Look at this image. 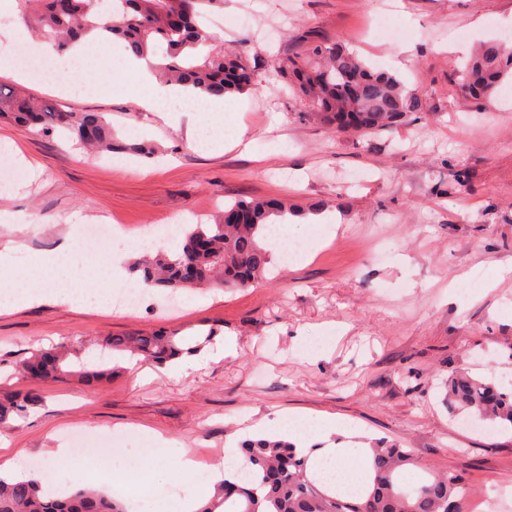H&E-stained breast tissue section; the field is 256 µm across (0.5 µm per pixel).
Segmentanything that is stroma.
<instances>
[{
  "mask_svg": "<svg viewBox=\"0 0 512 512\" xmlns=\"http://www.w3.org/2000/svg\"><path fill=\"white\" fill-rule=\"evenodd\" d=\"M216 15L225 47L247 46L257 64L256 90L233 97L248 155L205 153L209 122L177 105L149 110L125 69L116 95L86 86L62 96L51 81L0 77V87L63 111L103 113L121 140L155 149L105 165L59 133L0 122L37 170L27 179L0 157V246L17 245L8 264L22 269L70 244L56 283L96 297L79 307L0 305V398L32 391L42 400L11 421L13 452L34 470L80 429L123 463L161 439L211 464L228 441L277 431L282 415H333L347 429L337 447L410 449L409 482L458 470L468 490L461 512H484L478 497L512 493V430L470 429L447 382L465 371L512 388V275L492 280L496 264L512 261V82L478 111L459 72L481 44L512 45V0H224ZM305 35L343 41L396 75L426 101L425 114L369 137L305 115L273 70ZM252 198L320 205L340 227L331 238L297 222L309 245L288 265L236 291L185 290L176 313L161 308L158 288L137 311L114 310L111 285L89 276L98 255L80 246L77 216L124 226L117 246L135 260L152 255L153 225L207 224L210 211ZM159 330L212 341L164 365L114 354L111 377L92 386L18 370L38 348L67 346L77 367L98 361L90 339Z\"/></svg>",
  "mask_w": 512,
  "mask_h": 512,
  "instance_id": "stroma-1",
  "label": "stroma"
}]
</instances>
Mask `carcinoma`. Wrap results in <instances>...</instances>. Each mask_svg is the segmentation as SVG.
<instances>
[{
  "mask_svg": "<svg viewBox=\"0 0 512 512\" xmlns=\"http://www.w3.org/2000/svg\"><path fill=\"white\" fill-rule=\"evenodd\" d=\"M23 18L36 35L65 52L89 33L98 30L118 39L135 56L147 53L160 59L155 73L166 83L191 86L215 96L256 89L254 66L239 50L228 51L212 43L200 30L198 19L224 0H119L120 9L104 16L100 0H18ZM306 108L322 123L341 132L354 130L376 135L411 115L425 111L423 99L406 90L386 71L372 69L350 52L343 41L322 44L304 41L301 52L274 66ZM512 77V48L501 42L480 47L462 74V87L480 103L497 93ZM0 117L30 129L51 127L69 133L76 141L97 151L130 150L151 155L149 148L126 145L112 136V127L99 112H60L46 102H34L13 91L0 89ZM288 208L277 200L252 199L224 206L213 224H197L184 232L179 251H159L137 259L132 270L149 286L169 288H248L269 271L270 254L262 244L272 217H285ZM102 346L129 352L159 364L184 353L183 339L162 332L111 336ZM70 352L64 347L41 348L20 366L35 368L31 378L48 380L74 377L91 382L112 373L110 368L85 366L69 370ZM448 399L459 409L490 415L512 425V392L465 372L448 376ZM28 394L0 400V424L39 405ZM247 470L254 483L239 475L216 488L199 512H459V498L466 489L455 469L430 473L406 489L403 471L416 464L412 452L393 444L370 448L368 482L356 492L341 495L332 484L309 476V456L283 439L248 438L241 443ZM0 512H126L114 497L78 489L61 497L41 494L35 480L8 483L0 479Z\"/></svg>",
  "mask_w": 512,
  "mask_h": 512,
  "instance_id": "obj_1",
  "label": "carcinoma"
}]
</instances>
